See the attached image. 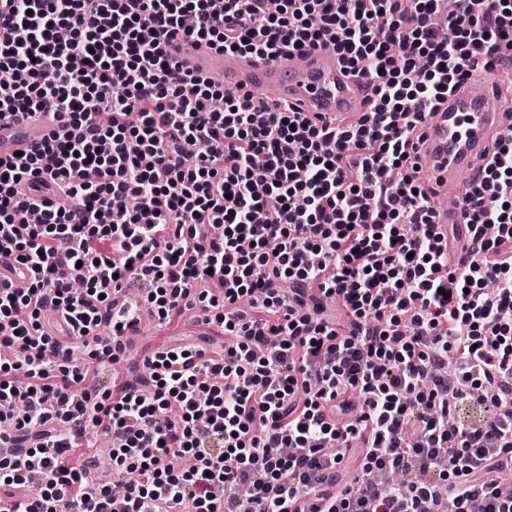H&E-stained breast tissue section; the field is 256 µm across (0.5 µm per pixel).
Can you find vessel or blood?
<instances>
[{
	"mask_svg": "<svg viewBox=\"0 0 512 512\" xmlns=\"http://www.w3.org/2000/svg\"><path fill=\"white\" fill-rule=\"evenodd\" d=\"M170 54L191 71L241 94L263 93L297 106L314 121L344 125L365 108L366 80L352 74L331 47L307 50L302 62L278 57L259 59L215 51L203 44L175 42ZM505 102L493 74H473L427 117L417 148L421 171L449 195L462 197V176L477 173L491 153L489 146L506 126ZM62 127L53 113L36 112L0 122V158L29 154Z\"/></svg>",
	"mask_w": 512,
	"mask_h": 512,
	"instance_id": "1",
	"label": "vessel or blood"
}]
</instances>
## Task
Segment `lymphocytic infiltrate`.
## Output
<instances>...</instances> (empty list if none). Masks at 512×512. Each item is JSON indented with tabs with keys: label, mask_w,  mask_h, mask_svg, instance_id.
I'll return each mask as SVG.
<instances>
[{
	"label": "lymphocytic infiltrate",
	"mask_w": 512,
	"mask_h": 512,
	"mask_svg": "<svg viewBox=\"0 0 512 512\" xmlns=\"http://www.w3.org/2000/svg\"><path fill=\"white\" fill-rule=\"evenodd\" d=\"M174 39L332 46L368 110L346 128L246 95L214 111L219 85L181 70ZM508 53L512 0H7L0 121L48 111L68 132L0 159V257L29 272L0 281V512H512L491 478L512 462V134L462 199L454 268L408 152ZM32 172L74 206L19 194ZM194 306L223 307L219 356L160 351L147 381L103 392L40 322L111 332L114 361L142 308ZM464 400L494 412L459 425ZM91 430L122 438L121 500L77 453Z\"/></svg>",
	"instance_id": "f902f5d3"
}]
</instances>
